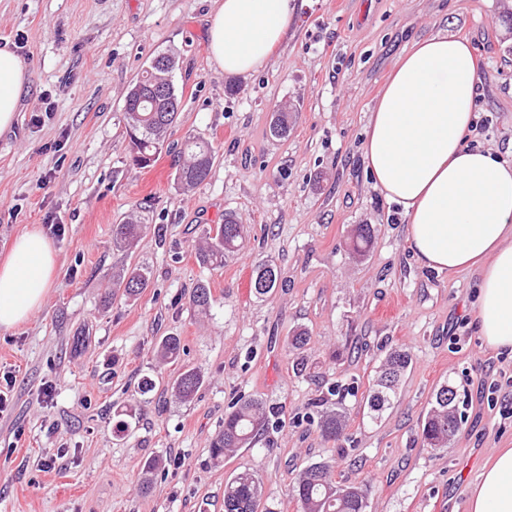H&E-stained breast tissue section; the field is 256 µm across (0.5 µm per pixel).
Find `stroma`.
<instances>
[{
	"label": "stroma",
	"instance_id": "obj_1",
	"mask_svg": "<svg viewBox=\"0 0 512 512\" xmlns=\"http://www.w3.org/2000/svg\"><path fill=\"white\" fill-rule=\"evenodd\" d=\"M287 41L240 76L208 59L212 0H0V42L33 63L14 130L0 134V260L14 239L61 224L57 285L42 310L0 329V512H224V485L253 471L276 512H299L291 486L306 465L371 487L366 512H466L483 465L512 448V356L475 328L477 277L421 268L398 205L374 190L362 157L371 108L398 57L440 33L466 39L479 97L471 144L512 161V13L505 0H295ZM176 57L181 100L168 148L129 164L126 94L158 53ZM51 103L44 112L43 103ZM297 108L272 136L281 103ZM212 141L209 177L177 187L175 152ZM234 213L242 248L201 265L203 227ZM145 229L128 250L112 227ZM374 229L365 252L352 241ZM279 278L263 299L252 267ZM147 268L137 299L104 303L113 273ZM209 312L189 304L198 284ZM305 330L303 355L289 344ZM180 337L178 361L155 347ZM411 363L381 414L366 396L386 357ZM204 383L187 403L167 390L182 367ZM156 387L136 396L139 382ZM452 386L463 423L447 447L421 443L434 391ZM356 387L343 401L331 387ZM283 411L254 447L214 464L209 443L233 398ZM343 406L346 437L326 440L307 416ZM125 421L117 430V421ZM159 459L149 492L146 461Z\"/></svg>",
	"mask_w": 512,
	"mask_h": 512
}]
</instances>
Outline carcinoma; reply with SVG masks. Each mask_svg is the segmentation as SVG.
<instances>
[{
    "instance_id": "obj_1",
    "label": "carcinoma",
    "mask_w": 512,
    "mask_h": 512,
    "mask_svg": "<svg viewBox=\"0 0 512 512\" xmlns=\"http://www.w3.org/2000/svg\"><path fill=\"white\" fill-rule=\"evenodd\" d=\"M174 58L169 54L154 57L129 89L124 106L128 127L129 158L131 165L144 169L156 161L163 148L168 130L177 118L180 100L172 80ZM288 110L273 114L271 133L278 137L288 134ZM215 160L213 144L203 137L188 139L183 158L175 172V180L183 189H190L207 179ZM143 225L138 220H127L112 225V244L129 248L140 237ZM246 227L227 213L224 221L203 230V242L197 249L198 261L211 267L224 266V260L238 251ZM150 277L143 269L123 270L112 278L115 288L123 289L126 297L139 295L148 287ZM278 280V270L271 263H260L252 271L250 288L257 297L272 293ZM210 289L201 284L190 297L191 305L199 311L210 308ZM163 360L176 361L180 357L181 341L166 336L156 347ZM411 362L410 353L396 350L383 363L376 389L367 398L371 412L380 413L396 394L400 378ZM203 383L201 370L192 367L183 370L173 381L171 389L181 401L193 398ZM458 394L448 385H441L433 394L431 408L422 423V441L429 448H444L448 444V429L460 428L462 414L456 408ZM274 411L258 398H239L224 414V426L211 440V458L219 460L235 448H251L260 432L273 424ZM318 426L327 440L338 441L343 436L345 419L340 411L324 413ZM345 493L336 496L333 467L327 462L308 465L296 478L292 496L301 512H366L370 487L364 484H344ZM224 512H274L266 501L261 481L250 471L237 473L224 486Z\"/></svg>"
}]
</instances>
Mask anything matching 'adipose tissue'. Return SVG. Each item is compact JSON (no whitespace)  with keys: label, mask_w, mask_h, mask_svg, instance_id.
Wrapping results in <instances>:
<instances>
[{"label":"adipose tissue","mask_w":512,"mask_h":512,"mask_svg":"<svg viewBox=\"0 0 512 512\" xmlns=\"http://www.w3.org/2000/svg\"><path fill=\"white\" fill-rule=\"evenodd\" d=\"M292 14V0H214L210 61L228 76L264 68ZM32 75L11 43L0 44V133L13 128ZM477 96L469 43L448 34L413 43L370 114L363 157L374 188L401 207L420 266L475 273L483 343L512 354V163L469 145ZM55 285L52 242L22 233L0 263V329L29 321ZM466 512H512V448L480 472Z\"/></svg>","instance_id":"adipose-tissue-1"}]
</instances>
